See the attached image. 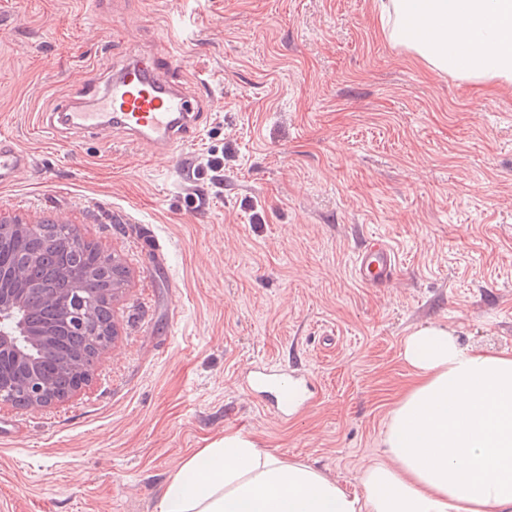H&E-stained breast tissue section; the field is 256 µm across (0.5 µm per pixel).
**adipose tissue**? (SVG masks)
<instances>
[{
  "instance_id": "ef3b65f1",
  "label": "adipose tissue",
  "mask_w": 512,
  "mask_h": 512,
  "mask_svg": "<svg viewBox=\"0 0 512 512\" xmlns=\"http://www.w3.org/2000/svg\"><path fill=\"white\" fill-rule=\"evenodd\" d=\"M389 40L439 72L512 83V0H376ZM414 384L395 401L388 458L361 495L242 431L186 458L159 512H512V351L461 346L446 326L412 331Z\"/></svg>"
}]
</instances>
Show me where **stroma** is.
I'll use <instances>...</instances> for the list:
<instances>
[{
  "label": "stroma",
  "mask_w": 512,
  "mask_h": 512,
  "mask_svg": "<svg viewBox=\"0 0 512 512\" xmlns=\"http://www.w3.org/2000/svg\"><path fill=\"white\" fill-rule=\"evenodd\" d=\"M375 0H0V135L33 156L0 216L77 227L118 258V334L86 387L0 409V512H158L183 460L223 437L360 493L411 382L403 341L447 324L512 351V85L430 70ZM180 51L211 117L173 153L121 129H38L132 54ZM224 158L212 170L210 156ZM376 237L399 260L366 288ZM258 362L316 385L288 420L242 384ZM397 266L396 253L383 240L372 238L357 249L353 273L364 287L380 288L393 277Z\"/></svg>",
  "instance_id": "stroma-1"
}]
</instances>
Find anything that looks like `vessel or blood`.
Segmentation results:
<instances>
[{"instance_id":"obj_1","label":"vessel or blood","mask_w":512,"mask_h":512,"mask_svg":"<svg viewBox=\"0 0 512 512\" xmlns=\"http://www.w3.org/2000/svg\"><path fill=\"white\" fill-rule=\"evenodd\" d=\"M177 60L174 53L162 60L128 56L113 68L102 89L80 90L59 112L47 114L42 125L51 129L60 124L75 130L112 125L133 138L150 140L164 151H172L199 133L204 115L203 102L172 77ZM31 162V155L13 139L0 137L1 186L10 184L16 172ZM397 266L396 253L383 240L372 238L358 248L353 273L364 287L379 288L393 277ZM247 380L260 397V407L277 411L284 418L292 410L283 390L306 385L305 374L263 362L251 367Z\"/></svg>"}]
</instances>
